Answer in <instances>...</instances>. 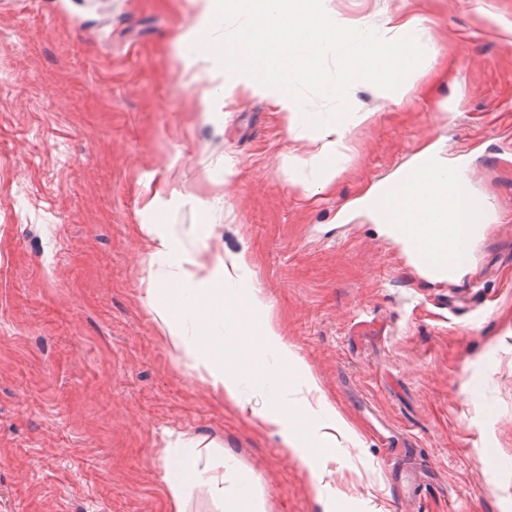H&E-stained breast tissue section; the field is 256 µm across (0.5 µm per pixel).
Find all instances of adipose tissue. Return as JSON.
Here are the masks:
<instances>
[{"label":"adipose tissue","mask_w":512,"mask_h":512,"mask_svg":"<svg viewBox=\"0 0 512 512\" xmlns=\"http://www.w3.org/2000/svg\"><path fill=\"white\" fill-rule=\"evenodd\" d=\"M196 5V17L182 40L204 45L210 56L221 62L223 76L221 85L203 95V105H210L216 95L228 100L234 93L244 92L270 100L289 128H317L322 146L311 163L319 171L316 187L320 190L335 183L339 173L336 160L352 130L372 119L370 112L347 105L348 96L357 87L367 86L403 98L412 88L415 61L426 52L425 46L413 39L386 40L350 25L333 14L328 0H196ZM327 55L342 59L337 79L329 83L315 65ZM296 75L324 83L327 95L344 100L345 109L325 114L303 111L289 88ZM142 230L150 242L144 262H153L161 253L177 258L181 286L172 302L155 309L165 340L191 358L190 368L203 382L243 403V376L225 362L221 349L225 329L237 327L241 311L264 306L258 295L240 298L226 292L235 282V272L245 266V255H237L227 264H214L185 251L174 229L162 231L146 224ZM262 336L271 360L259 381L268 388L269 398L256 415L280 433L284 452L313 465L316 457L331 447L337 433L350 432L351 427L337 417L316 376L282 341L277 326L264 323ZM283 363L292 366L300 393L292 403L285 401L274 382L273 373ZM301 414L316 420L313 434H305L299 427ZM200 459L199 443L192 439L169 450L165 457L162 481L174 512H183L191 486H207L219 496L224 493L223 474L201 465Z\"/></svg>","instance_id":"obj_1"}]
</instances>
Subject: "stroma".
<instances>
[{
    "label": "stroma",
    "instance_id": "obj_1",
    "mask_svg": "<svg viewBox=\"0 0 512 512\" xmlns=\"http://www.w3.org/2000/svg\"><path fill=\"white\" fill-rule=\"evenodd\" d=\"M328 5L380 31L424 17L408 35L429 52L402 101L357 90L374 119L312 196L287 159L318 151L313 131L243 93L203 111L219 63L176 45L192 0H0V512H171L180 439L224 469L223 500L197 486L184 512H229L242 480L262 512H512V0ZM429 145L490 204L451 283L338 215ZM146 224L209 259L247 253L235 292L266 307L224 354L258 367L267 320L316 374L358 434L326 461L331 499L254 417L265 390L243 384L241 407L164 341ZM394 438L427 474L408 504Z\"/></svg>",
    "mask_w": 512,
    "mask_h": 512
}]
</instances>
